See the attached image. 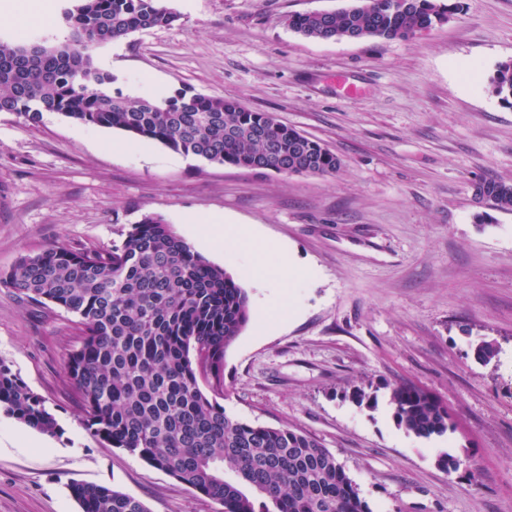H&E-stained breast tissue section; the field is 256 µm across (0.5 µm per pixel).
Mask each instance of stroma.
<instances>
[{
  "label": "stroma",
  "instance_id": "1",
  "mask_svg": "<svg viewBox=\"0 0 512 512\" xmlns=\"http://www.w3.org/2000/svg\"><path fill=\"white\" fill-rule=\"evenodd\" d=\"M0 42L59 43L45 0H18ZM449 21L406 39L321 41L290 15L349 0H167L168 27L96 51L114 89L165 98L186 88L269 112L342 161L333 176L214 164L54 113L29 126L0 112V270L52 245L106 250L161 217L245 289L250 318L224 356L223 405L333 452L372 512H512V212L475 198L512 181V107L491 78L512 59V0H460ZM251 229L221 248L196 217ZM294 279L280 273L285 263ZM289 306L266 326L261 306ZM76 317L0 288V360L61 431L0 414V512H80L74 483L142 500L148 512H221L126 450L91 436L64 361ZM483 341L498 354L475 356ZM412 384L448 409L447 433L397 426L388 394ZM376 395L357 404L354 388ZM470 460L445 469L441 453Z\"/></svg>",
  "mask_w": 512,
  "mask_h": 512
}]
</instances>
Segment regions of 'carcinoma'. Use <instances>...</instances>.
Here are the masks:
<instances>
[{"label":"carcinoma","instance_id":"cac0c4a2","mask_svg":"<svg viewBox=\"0 0 512 512\" xmlns=\"http://www.w3.org/2000/svg\"><path fill=\"white\" fill-rule=\"evenodd\" d=\"M458 4L444 0H356L336 11L288 19L305 38H407L448 20ZM62 19L67 39L35 57L0 43V112L28 125L46 112L91 127L157 141L184 156L278 173L333 175L341 160L319 142L221 97L179 90L163 98L129 99L112 91L97 67V48L133 32L169 26L179 14L164 0H71ZM512 106V60L491 78ZM478 200L512 211V183L487 179ZM0 287L78 317L82 341L66 358L81 399L80 424L224 512H372L328 449L288 427L229 415L224 353L249 320V299L223 268L196 252L158 216L145 215L119 244L98 250L51 246L0 271ZM397 425L418 437L448 431V409L426 391L392 387ZM0 412L42 433L60 428L44 401L0 361ZM81 512H148L123 492L75 483Z\"/></svg>","mask_w":512,"mask_h":512}]
</instances>
